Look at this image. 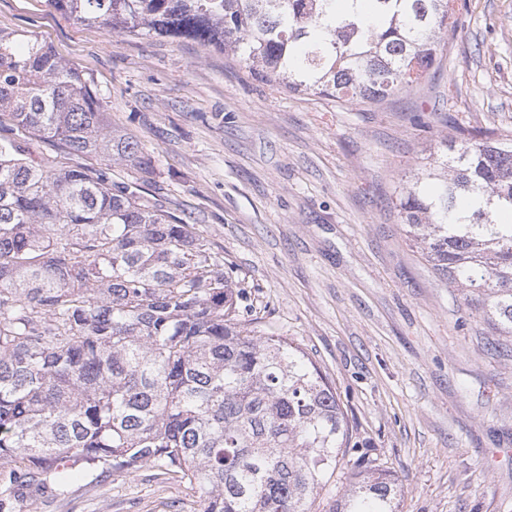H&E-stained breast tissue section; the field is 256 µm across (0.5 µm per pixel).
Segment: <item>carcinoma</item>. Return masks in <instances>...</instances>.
<instances>
[{"instance_id": "obj_1", "label": "carcinoma", "mask_w": 512, "mask_h": 512, "mask_svg": "<svg viewBox=\"0 0 512 512\" xmlns=\"http://www.w3.org/2000/svg\"><path fill=\"white\" fill-rule=\"evenodd\" d=\"M117 36L218 48L290 93L378 106L417 86L457 30L456 0H49ZM0 465L36 492L76 469L151 465L198 512H312L357 451L336 389L288 337L242 320L224 256L156 196L68 153L147 166L102 99L37 37L0 35ZM406 180V236L492 330L512 338V132L459 128ZM332 512H397L399 478L358 456ZM30 150L38 158L48 165H61L66 163L67 165H88L89 167L99 169L101 167L107 168V166L101 165V161L94 157L76 158L72 156H66L64 154V145L58 140L51 141H39L34 140L30 145Z\"/></svg>"}]
</instances>
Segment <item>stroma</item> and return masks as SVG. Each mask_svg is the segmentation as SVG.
<instances>
[{"instance_id":"35a3bbf8","label":"stroma","mask_w":512,"mask_h":512,"mask_svg":"<svg viewBox=\"0 0 512 512\" xmlns=\"http://www.w3.org/2000/svg\"><path fill=\"white\" fill-rule=\"evenodd\" d=\"M442 60L379 108L292 94L188 40L110 36L48 0H0V31L46 41L138 140L148 190L251 292L262 327L326 375L400 512H512V357L405 238L402 183L455 128L512 130V0H457ZM197 512L145 466L4 512Z\"/></svg>"}]
</instances>
